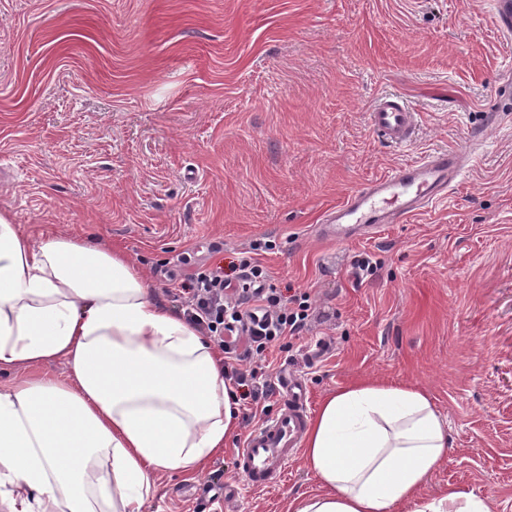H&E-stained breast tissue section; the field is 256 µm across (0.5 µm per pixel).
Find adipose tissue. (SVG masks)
<instances>
[{"instance_id": "obj_1", "label": "adipose tissue", "mask_w": 512, "mask_h": 512, "mask_svg": "<svg viewBox=\"0 0 512 512\" xmlns=\"http://www.w3.org/2000/svg\"><path fill=\"white\" fill-rule=\"evenodd\" d=\"M59 361L66 379L0 387V512H145L159 475L200 472L238 428L215 347L123 252L35 241L0 211V367ZM448 446L419 388L337 391L304 440L323 491L294 512H490L472 489L420 497Z\"/></svg>"}]
</instances>
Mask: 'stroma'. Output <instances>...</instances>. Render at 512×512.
Segmentation results:
<instances>
[{"instance_id":"35a3bbf8","label":"stroma","mask_w":512,"mask_h":512,"mask_svg":"<svg viewBox=\"0 0 512 512\" xmlns=\"http://www.w3.org/2000/svg\"><path fill=\"white\" fill-rule=\"evenodd\" d=\"M491 0H0V211L123 251L154 290L252 244L278 288L324 319L279 354L310 412L360 381L426 391L451 447L422 490L484 493L512 512V36ZM398 94L410 142L368 112ZM445 199L345 243L322 213L396 166L467 149ZM369 255L362 283L352 263ZM238 424L195 475L163 474L146 512H291L322 486L302 456L248 486L237 450L275 416ZM238 496L225 502V484ZM369 120L385 141L401 145L414 133L417 114L403 97L391 94L376 101L369 112Z\"/></svg>"}]
</instances>
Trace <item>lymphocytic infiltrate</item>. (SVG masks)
<instances>
[{
    "mask_svg": "<svg viewBox=\"0 0 512 512\" xmlns=\"http://www.w3.org/2000/svg\"><path fill=\"white\" fill-rule=\"evenodd\" d=\"M166 294L183 300L185 318L214 338L226 380L240 399L256 405L276 393L269 350L292 349L314 318L306 293L276 288L251 256L195 272Z\"/></svg>",
    "mask_w": 512,
    "mask_h": 512,
    "instance_id": "1",
    "label": "lymphocytic infiltrate"
}]
</instances>
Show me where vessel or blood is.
I'll use <instances>...</instances> for the list:
<instances>
[{
    "instance_id": "b4317fda",
    "label": "vessel or blood",
    "mask_w": 512,
    "mask_h": 512,
    "mask_svg": "<svg viewBox=\"0 0 512 512\" xmlns=\"http://www.w3.org/2000/svg\"><path fill=\"white\" fill-rule=\"evenodd\" d=\"M370 124L385 141L400 145L412 136L417 123L414 108L403 97L388 95L376 101ZM463 150H441L377 178L327 209L320 225L323 238L346 242L386 224H401L431 208L448 191L451 181L470 162ZM288 402L271 419L250 432L237 457L249 484L269 487L282 477L289 459L301 446L309 409L307 390L297 378L282 385Z\"/></svg>"
}]
</instances>
